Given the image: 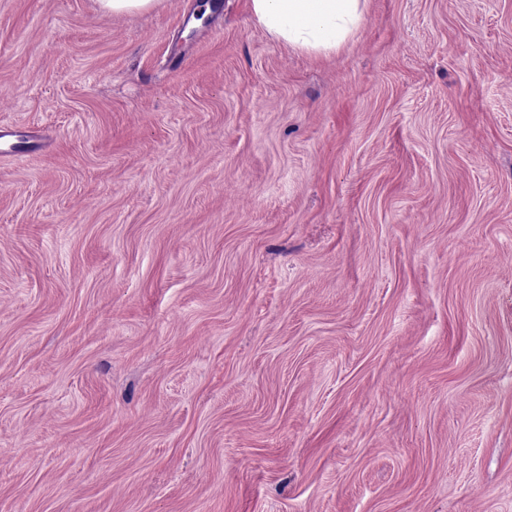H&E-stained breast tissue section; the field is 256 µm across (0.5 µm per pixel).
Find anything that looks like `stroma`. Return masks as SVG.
<instances>
[{
    "mask_svg": "<svg viewBox=\"0 0 512 512\" xmlns=\"http://www.w3.org/2000/svg\"><path fill=\"white\" fill-rule=\"evenodd\" d=\"M0 0V512H512V0ZM102 10L112 13H132L150 9L155 0H98ZM361 0H249L253 18L276 41L311 53L335 52L357 29ZM43 136L39 131L29 129L28 131H17L14 129L0 128V151L1 156L21 158L37 151L42 146Z\"/></svg>",
    "mask_w": 512,
    "mask_h": 512,
    "instance_id": "1",
    "label": "stroma"
}]
</instances>
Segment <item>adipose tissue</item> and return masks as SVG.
<instances>
[{
  "mask_svg": "<svg viewBox=\"0 0 512 512\" xmlns=\"http://www.w3.org/2000/svg\"><path fill=\"white\" fill-rule=\"evenodd\" d=\"M361 0H249L253 18L276 41L311 53L336 51L357 29Z\"/></svg>",
  "mask_w": 512,
  "mask_h": 512,
  "instance_id": "ef3b65f1",
  "label": "adipose tissue"
}]
</instances>
